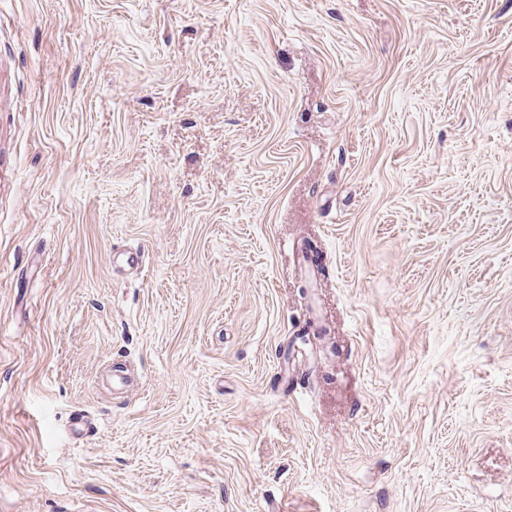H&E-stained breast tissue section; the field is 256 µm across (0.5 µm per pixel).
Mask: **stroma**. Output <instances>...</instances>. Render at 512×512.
Returning a JSON list of instances; mask_svg holds the SVG:
<instances>
[{
    "label": "stroma",
    "mask_w": 512,
    "mask_h": 512,
    "mask_svg": "<svg viewBox=\"0 0 512 512\" xmlns=\"http://www.w3.org/2000/svg\"><path fill=\"white\" fill-rule=\"evenodd\" d=\"M0 512H512V0H0ZM291 248L296 256L299 271L309 280H320L326 266L323 252L309 247L303 240L294 242ZM145 252L125 250L112 255V268L119 272L138 271L143 268Z\"/></svg>",
    "instance_id": "obj_1"
}]
</instances>
